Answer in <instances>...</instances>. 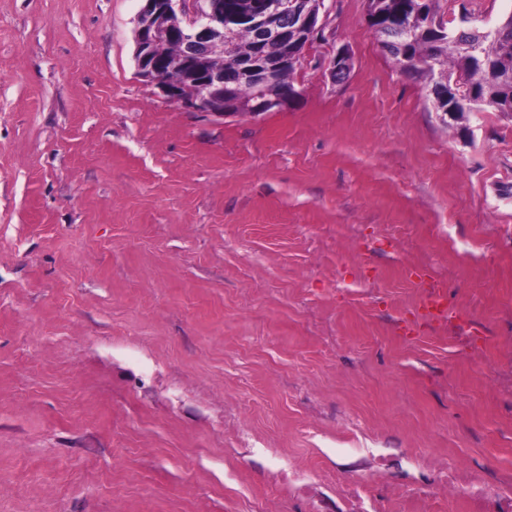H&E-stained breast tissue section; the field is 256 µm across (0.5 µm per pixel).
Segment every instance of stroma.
I'll use <instances>...</instances> for the list:
<instances>
[{"instance_id": "stroma-1", "label": "stroma", "mask_w": 512, "mask_h": 512, "mask_svg": "<svg viewBox=\"0 0 512 512\" xmlns=\"http://www.w3.org/2000/svg\"><path fill=\"white\" fill-rule=\"evenodd\" d=\"M139 7L0 0V512H463L452 455L512 482V116L441 118L366 0L297 104L190 112L136 73ZM348 56V49L345 48L344 46H341L336 50V55L334 57H330L323 62V65L326 67V70L328 71L329 76L335 85L343 84L346 82V70L344 69V62ZM345 68L347 69L349 75L350 70L352 68L351 57L347 59Z\"/></svg>"}]
</instances>
